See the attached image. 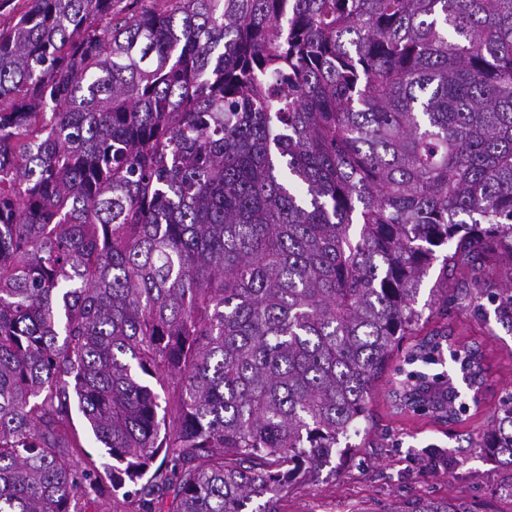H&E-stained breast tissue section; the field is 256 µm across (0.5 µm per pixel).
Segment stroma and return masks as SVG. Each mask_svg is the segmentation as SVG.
Listing matches in <instances>:
<instances>
[{
    "instance_id": "1",
    "label": "stroma",
    "mask_w": 512,
    "mask_h": 512,
    "mask_svg": "<svg viewBox=\"0 0 512 512\" xmlns=\"http://www.w3.org/2000/svg\"><path fill=\"white\" fill-rule=\"evenodd\" d=\"M484 282L478 301L465 296L468 258L454 268L434 263L416 307L428 329H447L481 347L486 385L479 408L451 426L413 413H395L386 379L372 391L370 419L352 443L354 452L335 469L284 493L280 512H399L418 497L458 499L473 512H512V466L479 448L483 429L505 392L512 391V320L501 309L512 280L493 256L482 259Z\"/></svg>"
}]
</instances>
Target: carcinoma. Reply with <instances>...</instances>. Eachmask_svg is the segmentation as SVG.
<instances>
[{
    "label": "carcinoma",
    "mask_w": 512,
    "mask_h": 512,
    "mask_svg": "<svg viewBox=\"0 0 512 512\" xmlns=\"http://www.w3.org/2000/svg\"><path fill=\"white\" fill-rule=\"evenodd\" d=\"M453 240L445 267H512V0H28L0 29V512H278L396 353L481 386L477 348L401 347ZM406 379L398 408L463 422L452 378ZM480 448L512 466V393ZM71 417L72 427L80 441V448H77L75 457L81 469L96 467L101 473L102 481L109 484L108 478L104 474L102 463L106 462L104 448L95 439L84 423L81 413L78 412L75 400L71 397ZM79 506L82 512H121L123 510L121 504L114 503L112 498L97 496L92 492L81 499Z\"/></svg>",
    "instance_id": "carcinoma-1"
}]
</instances>
